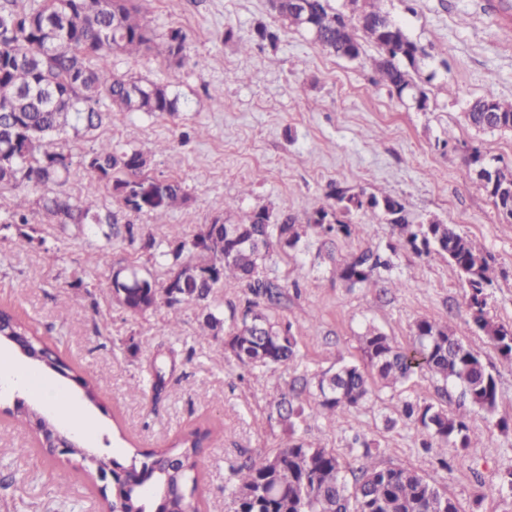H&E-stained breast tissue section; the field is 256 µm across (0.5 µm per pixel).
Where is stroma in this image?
I'll list each match as a JSON object with an SVG mask.
<instances>
[{
  "label": "stroma",
  "mask_w": 512,
  "mask_h": 512,
  "mask_svg": "<svg viewBox=\"0 0 512 512\" xmlns=\"http://www.w3.org/2000/svg\"><path fill=\"white\" fill-rule=\"evenodd\" d=\"M484 2L384 0L383 10L429 51L414 75L428 95L422 111L374 85L376 48L366 46L357 60L331 54L309 33L281 23L269 0H144L156 33L172 27L187 33V59L178 66L154 54H122L113 56L112 67L168 86L187 107L172 115L116 112L99 136L65 134L71 163L63 188L74 197L83 192L90 174L82 158L99 139L141 150L151 159V175L181 180L188 200L160 223L146 212L117 207L113 213L118 224L164 243L189 238L215 218L234 222L262 208L272 219L287 213L303 224L335 188L392 194L405 201L413 223L435 216L472 239L492 269L489 314L512 324V224L461 166L475 148L491 165L512 166V133L479 131L465 118L469 104L487 92L512 98V31ZM261 24L278 29L277 44L241 52V41ZM347 221L356 227L351 237L328 247L311 236L266 264L268 277L299 281L273 312L300 338L295 369L242 372L223 338L198 336L196 305L181 306L176 336L164 331L166 306L127 313L112 299V272L139 259L137 245L99 232H65L38 214L27 225H0V305L78 375L102 381L98 403L82 406L94 427L82 443L92 452L128 460L134 450L206 431L198 457L201 512H231L233 467L287 443L275 398L295 374L312 378L361 361L360 338L371 325L403 347L418 319L454 326L496 374L497 414L512 420V367L472 329L468 288L455 268L417 255L384 219L355 212ZM23 234L32 243L21 252L16 243ZM367 248L389 256L391 265L377 269L369 287H349L336 265ZM18 400L53 412L25 387L0 381V512H103L100 483L85 477L82 460L46 454L32 431L8 415ZM406 400L454 409L459 392L421 373L394 390L374 387L365 404L336 421L308 419L299 435L335 449L351 470L363 456L354 439L364 437L376 464L433 477L462 512H512V491L502 484L512 471V428L477 420L479 441L449 448L443 470L436 454L424 451L416 426L398 422ZM388 417L396 418L395 427H385ZM62 486L69 489L65 501L57 496Z\"/></svg>",
  "instance_id": "35a3bbf8"
}]
</instances>
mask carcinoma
Masks as SVG:
<instances>
[{"label": "carcinoma", "instance_id": "obj_1", "mask_svg": "<svg viewBox=\"0 0 512 512\" xmlns=\"http://www.w3.org/2000/svg\"><path fill=\"white\" fill-rule=\"evenodd\" d=\"M271 8L288 25L311 33L326 51L350 60L364 53V43L378 51L375 85L387 87L398 97H409L416 107H428L426 92L414 81L411 70L427 56L424 45L411 39L391 21L381 0H366L353 20L336 11L331 0H270ZM158 51L170 62L187 57V35L170 30L162 40L141 15L137 0H0V191L14 192L6 224H28L32 214L25 189L55 184L59 189L40 198V208L49 222L62 227L107 225L103 233L111 240L115 225L112 213H103L101 191L120 206L134 212H149L161 219L169 210L187 201L182 183L157 180L159 201L143 205L137 200L136 178L147 171L148 158L139 149L100 142L83 157L91 173L86 190L73 198L60 186L68 170L69 156L56 138L71 128L93 135L112 111L141 112L150 116L180 111L179 97L166 86L142 77L118 74L112 69L116 54ZM468 123L479 130L512 131V100L493 93L474 100L466 112ZM467 174H476L498 215L512 223V167H489L477 148L465 155ZM332 203L314 210L304 224L288 214L277 224H261L254 211L228 224L221 218L201 228L188 240L162 245L152 235L141 239L140 249L154 263L167 269L158 281L145 267L117 269L112 286L126 292L125 310L143 314L162 303L171 310L166 332L178 335L181 302L171 298L174 286L189 290L186 302L201 310L197 333L216 336L222 321L213 312L216 287L234 280L246 289L247 298L224 345L243 369L270 368L295 362L299 340L292 325H278L272 316L285 296V285L264 274L270 250L278 245L295 248L300 240L315 235L331 242L349 236L352 225L338 213L365 211L385 216L406 233V243L419 256H443L455 266L469 288L468 307L477 333L486 337L505 361L512 365V325L490 317L487 289L493 279L490 266L475 243L441 220L410 224L402 199L391 194L332 191ZM388 261L370 249L351 254L336 268L350 286L366 285L373 272ZM30 336L26 324L8 307L0 308V335ZM364 365L345 364L326 372L316 383V415L334 419L336 414L366 403L372 384L395 388L419 372H427L445 384L461 389L463 401L488 416L497 412L499 393L495 375L447 323L428 319L415 322L412 345L397 346L374 326L363 336ZM308 381L296 378L288 391L279 394L276 410L288 423V443L260 461L251 459L233 468L234 512H460L457 502L433 479L398 467H379L363 461L348 482L340 456L332 449L314 446L295 437L305 424L302 395ZM36 411H19L15 419L23 426L36 425L41 442L49 444L58 434L56 426ZM400 418L412 421L426 439L422 447L438 444V464L449 469L448 445L469 448L477 440L465 410L451 411L441 405L404 402ZM208 432L187 434L168 448L143 452L144 460L127 465L128 478L136 489L120 490L124 500L112 498V512H146L141 497L145 486L155 489L158 512H201L196 497V468L202 441Z\"/></svg>", "mask_w": 512, "mask_h": 512}]
</instances>
